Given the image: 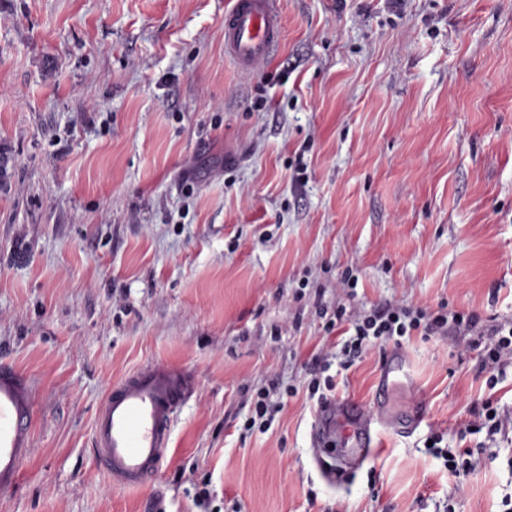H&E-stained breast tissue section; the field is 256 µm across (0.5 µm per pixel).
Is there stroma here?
Segmentation results:
<instances>
[{"instance_id":"1","label":"stroma","mask_w":512,"mask_h":512,"mask_svg":"<svg viewBox=\"0 0 512 512\" xmlns=\"http://www.w3.org/2000/svg\"><path fill=\"white\" fill-rule=\"evenodd\" d=\"M228 2L0 0V362L35 392L0 512H499L512 365L491 391L436 336L349 368L331 348L338 399L372 406L388 355L409 373L372 458L340 447L332 484L308 362L319 302L512 317V0H278L281 42L252 73L224 52ZM149 362L197 390L159 480L123 491L93 420ZM272 384L298 393L244 430L249 389ZM411 389L425 418L399 437ZM490 395L509 425L477 439L498 458L455 476L428 438L459 447Z\"/></svg>"}]
</instances>
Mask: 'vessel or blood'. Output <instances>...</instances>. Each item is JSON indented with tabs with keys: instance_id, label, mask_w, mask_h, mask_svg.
<instances>
[{
	"instance_id": "obj_1",
	"label": "vessel or blood",
	"mask_w": 512,
	"mask_h": 512,
	"mask_svg": "<svg viewBox=\"0 0 512 512\" xmlns=\"http://www.w3.org/2000/svg\"><path fill=\"white\" fill-rule=\"evenodd\" d=\"M282 36L277 0H233L224 15V49L237 67L255 71ZM193 375L160 362L143 365L115 383L94 423V456L112 485L137 489L155 481L171 445V423L196 391ZM35 397L30 379L0 364V491L14 489L32 446ZM320 444L341 434L355 447H372L379 416L353 400L330 401L320 411Z\"/></svg>"
}]
</instances>
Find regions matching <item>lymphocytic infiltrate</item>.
Here are the masks:
<instances>
[{
    "instance_id": "f902f5d3",
    "label": "lymphocytic infiltrate",
    "mask_w": 512,
    "mask_h": 512,
    "mask_svg": "<svg viewBox=\"0 0 512 512\" xmlns=\"http://www.w3.org/2000/svg\"><path fill=\"white\" fill-rule=\"evenodd\" d=\"M324 336H337L349 357L360 356L376 342L401 341L419 335L440 336L461 343L464 351L476 352L479 368L486 373L487 388H495L500 374L512 363V319L497 315L481 317L439 306L438 309L410 308L395 303L374 307L370 314L348 318L344 306H337L322 325Z\"/></svg>"
}]
</instances>
